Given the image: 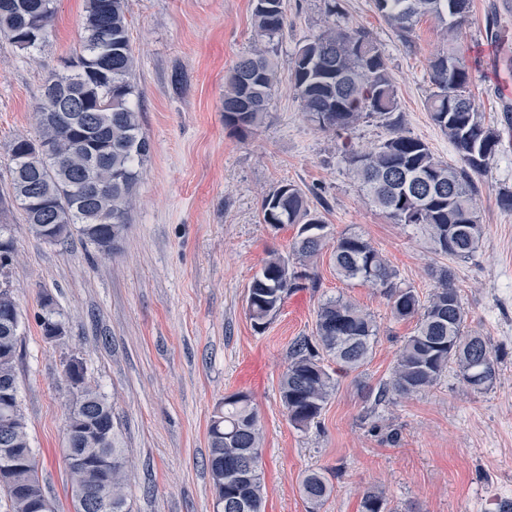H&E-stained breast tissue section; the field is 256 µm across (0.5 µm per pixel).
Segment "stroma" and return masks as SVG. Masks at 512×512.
<instances>
[{
    "label": "stroma",
    "mask_w": 512,
    "mask_h": 512,
    "mask_svg": "<svg viewBox=\"0 0 512 512\" xmlns=\"http://www.w3.org/2000/svg\"><path fill=\"white\" fill-rule=\"evenodd\" d=\"M344 23L380 44L397 88L404 126L436 158L456 163L454 146L432 122L430 60L448 46L438 23L421 19L408 38L390 28L373 0H343ZM136 67L132 82L151 154L141 168L129 228L117 254L80 239L48 245L28 232L9 199L8 144L37 134L36 106L49 72L82 34L85 0H55L51 35L38 51L0 39V224L16 254L6 270L19 306V399L38 475L53 512H73L65 458L73 391L65 378L79 358L110 402L125 448L130 512H217L204 462L208 427L225 396L248 394L263 435L264 512H309L303 476L329 471L334 491L320 512H361L366 489L390 512H495L512 500V6L471 0L460 34L471 67L469 94L500 133L499 151L476 176L484 235L473 257L434 254L424 231L396 224L365 199L344 161V144L370 149L388 129L360 120L347 134L307 121L289 80L298 46L327 23L323 0H286L288 25L274 48L280 82L263 126L243 134L224 123V78L256 40L254 0H127ZM291 183L306 195L330 236L352 230L387 259L403 286L427 298L434 267L451 264L468 313L486 336L499 379L474 393L446 371L427 391L379 406L365 418L363 387L392 374L415 320H397L371 285L336 273L330 252L314 262L315 287L290 293L258 331L248 286L269 252L290 254L295 230L265 224L264 195ZM53 297L65 337L47 341L38 325L42 294ZM369 312L378 336L368 363L340 374L317 423L295 427L279 383L291 343L314 336L327 298Z\"/></svg>",
    "instance_id": "obj_1"
}]
</instances>
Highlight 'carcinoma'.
<instances>
[{"label":"carcinoma","instance_id":"cac0c4a2","mask_svg":"<svg viewBox=\"0 0 512 512\" xmlns=\"http://www.w3.org/2000/svg\"><path fill=\"white\" fill-rule=\"evenodd\" d=\"M381 17L403 38L423 17H432L451 43L458 40L470 0H374ZM53 0H0V36L21 50L43 46L50 34ZM253 22L257 39L225 79L224 123L247 133L258 128L280 81L274 39L287 23L284 0H256ZM458 48L436 54L430 62L435 90L427 106L433 123L448 136L458 163L437 159L428 145L409 135L398 112L394 80L384 52L364 29L336 24L296 50L290 69L302 110L322 131L341 132L373 117L389 136L372 151L345 150V161L368 201L396 224L424 227L432 250L469 259L484 235L476 203L474 176L486 171L498 152L497 130L485 121L466 89L471 71ZM65 69L45 82L37 107L39 133L34 139L10 141V191L23 211L27 230L43 243L63 245L73 234L104 254L117 250L129 224L140 170L150 153L139 112L131 101L135 58L129 35L126 0H86L79 49L64 59ZM264 223L274 229L296 227L291 256L273 251L249 286L248 311L255 328H265L291 292L316 284L310 271L328 242L327 224L308 205L303 191L283 183L262 200ZM15 253L11 228L0 225V271ZM336 273L345 280L368 283L387 297L392 315L416 319V329L399 353L390 379L368 389L367 414L396 397H411L431 388L450 366L461 382L477 393L493 388L497 360L487 338L465 330L466 311L449 266L432 270L435 288L427 300L398 275L371 243L357 232H344L333 246ZM43 336L60 321L54 300H41L38 315ZM21 315L11 293L0 292V456L23 459L12 472L0 468V492L8 512H52L40 483L28 425L21 409L17 377ZM316 336L294 340L280 380L281 401L289 421L304 428L321 416L335 380L322 357L343 373L369 359L376 338L371 315L338 296L323 302ZM82 382L67 419V457L112 459L116 471L89 465L68 470L75 512H129L123 485V448L115 430L112 406L86 382L85 367L66 377ZM207 467L214 489L222 490L224 512H262V433L249 396L224 397L208 428ZM112 482V509L99 497ZM334 490L325 473L311 471L302 480L310 512ZM363 512H385L380 493L367 490Z\"/></svg>","mask_w":512,"mask_h":512}]
</instances>
